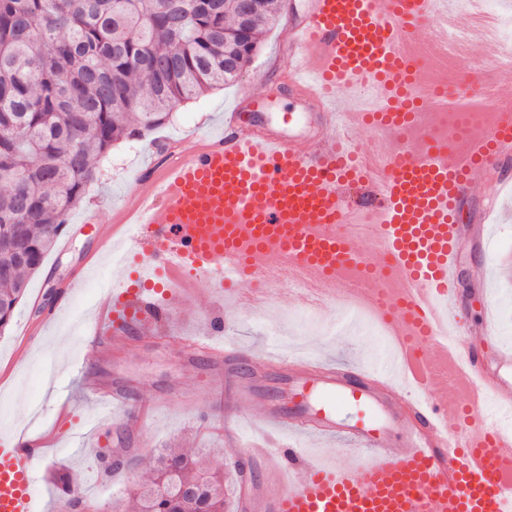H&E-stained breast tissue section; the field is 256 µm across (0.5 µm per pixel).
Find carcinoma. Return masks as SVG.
I'll list each match as a JSON object with an SVG mask.
<instances>
[{
	"label": "carcinoma",
	"instance_id": "1",
	"mask_svg": "<svg viewBox=\"0 0 512 512\" xmlns=\"http://www.w3.org/2000/svg\"><path fill=\"white\" fill-rule=\"evenodd\" d=\"M0 0V333L126 138L237 78L278 0ZM138 512H224V472L166 449Z\"/></svg>",
	"mask_w": 512,
	"mask_h": 512
}]
</instances>
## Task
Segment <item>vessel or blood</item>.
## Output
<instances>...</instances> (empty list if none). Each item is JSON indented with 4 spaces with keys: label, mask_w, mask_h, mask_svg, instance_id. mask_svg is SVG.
Instances as JSON below:
<instances>
[{
    "label": "vessel or blood",
    "mask_w": 512,
    "mask_h": 512,
    "mask_svg": "<svg viewBox=\"0 0 512 512\" xmlns=\"http://www.w3.org/2000/svg\"><path fill=\"white\" fill-rule=\"evenodd\" d=\"M447 14V0H305L273 75L303 105L304 128L278 131L237 106L220 132L192 146L169 143L138 179L132 221L140 229L124 244L139 279L168 276V304L148 308L127 280L113 283L82 330L101 357L153 342L157 318L196 290L170 279L177 270L246 308L286 289L295 306L324 316L347 295L376 301L375 270L400 284L402 307L388 322L401 353L388 373L288 358L272 347L248 351L223 340L220 317L208 319V340L184 345L187 361L207 360L213 385L227 377L236 383L226 431L237 433L235 413L246 403L272 432L246 448V461L263 469L258 478L242 473L239 512H512V485L501 481L512 470V390L502 378L512 355L497 353L493 374L466 336L451 348L440 336L461 324L463 228L454 215L512 160V114L461 147L431 138L437 113L469 100L431 84L403 45L419 30L435 34ZM362 131L370 135L364 150ZM354 259L362 276L342 281ZM270 264L274 275L249 284L252 271ZM419 350L451 351L474 388L469 411L448 403L446 377L413 370ZM267 370L286 384L319 380L320 409L259 397ZM83 384L97 403L139 410L124 385L90 374ZM299 437L337 448L314 461L296 445ZM52 445L44 433L0 441V512H35L37 464Z\"/></svg>",
    "instance_id": "1"
}]
</instances>
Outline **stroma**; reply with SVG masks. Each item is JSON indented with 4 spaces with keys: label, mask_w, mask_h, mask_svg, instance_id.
Listing matches in <instances>:
<instances>
[{
    "label": "stroma",
    "mask_w": 512,
    "mask_h": 512,
    "mask_svg": "<svg viewBox=\"0 0 512 512\" xmlns=\"http://www.w3.org/2000/svg\"><path fill=\"white\" fill-rule=\"evenodd\" d=\"M302 0H282V18L262 37L253 62L234 82L210 91L172 112L169 123L144 136L115 144L100 163L98 180L67 215L60 242L55 245L28 284L11 327L0 335V435L53 434L55 452L67 464L51 482L38 487L37 512H60V489H67L74 512H122L135 483L147 480L159 452L180 448L187 454L203 450L209 466L224 470L228 494L224 512L237 510L236 447L224 441L220 425L224 411L214 403L203 363L189 364L171 347L133 344L108 359L96 358L80 337L64 332V322L92 318L105 298L107 282L130 273V263H116L111 253L97 249L95 228L118 223L134 205L136 176L157 156L164 140H180L207 130L233 107L243 89L262 90L265 71L286 38L283 17L299 13ZM491 230L498 251L485 263L479 242L463 237L457 268L466 281L460 287L459 307L470 341L483 349L482 311L485 297L512 300V188L502 191ZM84 279L55 327L38 328L41 309L55 304L59 289L76 274ZM206 282L180 311L158 323L156 333L172 339L203 336L211 313ZM225 334L253 351L287 341L288 351L319 354L339 364L371 365L380 345L370 336L330 335L326 321L300 320L289 299H274L258 309L240 308L223 300ZM95 372L104 383L120 380L133 387V396L149 400L167 395L171 407L156 417L140 420L116 411L100 417L80 387L79 369ZM70 401V417L57 421L55 404ZM106 481H99L102 471Z\"/></svg>",
    "instance_id": "stroma-1"
}]
</instances>
